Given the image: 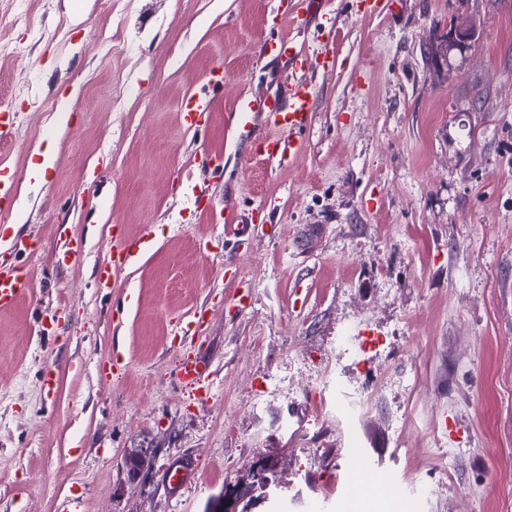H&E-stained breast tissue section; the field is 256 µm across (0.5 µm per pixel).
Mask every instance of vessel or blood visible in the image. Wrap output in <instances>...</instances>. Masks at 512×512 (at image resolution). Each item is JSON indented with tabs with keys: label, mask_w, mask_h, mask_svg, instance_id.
<instances>
[{
	"label": "vessel or blood",
	"mask_w": 512,
	"mask_h": 512,
	"mask_svg": "<svg viewBox=\"0 0 512 512\" xmlns=\"http://www.w3.org/2000/svg\"><path fill=\"white\" fill-rule=\"evenodd\" d=\"M261 51L271 62L285 64L289 71L294 72L295 77L286 88L274 92L268 98L242 100L236 114L237 128L240 137H250L255 119L260 115L271 126L288 128V140L264 139L256 144L257 152L267 161L283 165L301 151L302 135L313 115L314 89L310 83L300 80L299 75L314 68L328 69L333 58L325 52L316 55L304 53L283 39L264 42ZM209 110V98L191 96L184 107V120L189 127H198ZM144 244L141 238L132 241L115 239L108 261L101 264L96 272L99 287L113 288L117 274L135 261ZM84 252L83 239L61 235L57 254L64 261L79 260ZM36 288V279L29 268L0 255V311L9 310L20 300L32 297ZM209 369L210 365L202 355L189 354L178 361L175 374L184 388L202 398L209 392Z\"/></svg>",
	"instance_id": "b4317fda"
}]
</instances>
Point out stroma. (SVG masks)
Here are the masks:
<instances>
[{"instance_id": "obj_1", "label": "stroma", "mask_w": 512, "mask_h": 512, "mask_svg": "<svg viewBox=\"0 0 512 512\" xmlns=\"http://www.w3.org/2000/svg\"><path fill=\"white\" fill-rule=\"evenodd\" d=\"M276 7L0 0V42L22 38L23 9L41 34L21 61L0 59V86L14 66L32 73L22 128L0 144L16 211L0 251L17 235L41 245L16 257L35 295L0 312V512H205L260 455L280 461L285 512H346L356 450L402 489L364 492L368 512H512V0L374 15L330 0V43L320 20L288 26ZM461 17L469 50L434 62L428 45ZM286 36L338 59L309 72L306 148L278 169L253 153L270 126L256 119L244 140L234 114L287 78L260 51ZM195 94L211 101L198 131L183 120ZM251 213L248 237L225 239L226 216ZM115 224L149 243L104 292ZM64 231L85 240L81 260L58 262ZM48 307L60 313L45 331ZM196 313L197 334L178 335ZM190 351L210 364L203 400L174 377ZM132 448L155 462L131 481Z\"/></svg>"}]
</instances>
